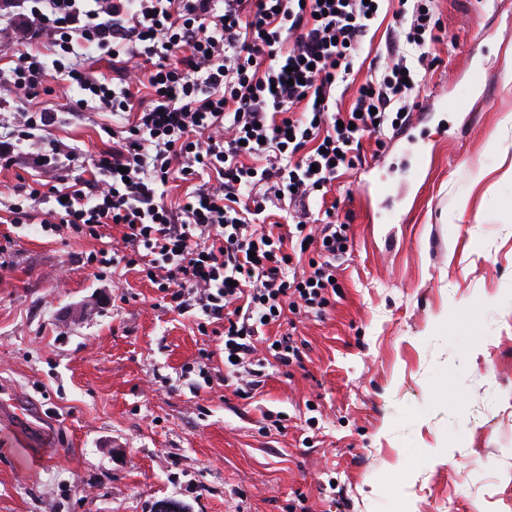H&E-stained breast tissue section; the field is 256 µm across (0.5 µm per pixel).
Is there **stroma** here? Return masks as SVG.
<instances>
[{"label": "stroma", "instance_id": "obj_1", "mask_svg": "<svg viewBox=\"0 0 512 512\" xmlns=\"http://www.w3.org/2000/svg\"><path fill=\"white\" fill-rule=\"evenodd\" d=\"M386 0L354 60L352 100L385 56ZM441 42L416 90L422 169L403 137H364L365 160L327 201L350 226L339 286L296 320L302 366H266L250 398L224 384V339L200 309L169 311L99 241L0 223V512H512V114L502 49L512 0H435ZM48 78L57 118L0 169V193L60 168L55 139L97 155L109 114ZM466 207H459V200Z\"/></svg>", "mask_w": 512, "mask_h": 512}]
</instances>
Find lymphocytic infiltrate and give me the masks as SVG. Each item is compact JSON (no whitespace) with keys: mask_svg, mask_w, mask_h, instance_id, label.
I'll return each mask as SVG.
<instances>
[{"mask_svg":"<svg viewBox=\"0 0 512 512\" xmlns=\"http://www.w3.org/2000/svg\"><path fill=\"white\" fill-rule=\"evenodd\" d=\"M381 2L19 0L0 27L14 58L0 67V89L30 101L59 76L78 87L81 105L132 120L110 130L111 147L89 161L49 142L33 165L62 156L82 176L47 194L18 187L16 201L0 205L21 224L24 202L47 204V233L102 240L106 226L122 225L124 252L104 243L89 262L139 267L170 310L200 305L223 331L227 380L256 375L266 323L303 308L321 313L336 292V261L351 247L335 207L313 218L312 195L361 164L364 136L408 123L418 66L439 39L432 0H399L385 64L351 108H339L337 91ZM85 45L115 62L141 58L134 87L111 88L78 62ZM53 122L45 108L1 116L0 165ZM175 174L196 187L169 204ZM271 204L286 208L283 231L264 221ZM313 241L315 264L298 272L293 258Z\"/></svg>","mask_w":512,"mask_h":512,"instance_id":"obj_1","label":"lymphocytic infiltrate"}]
</instances>
